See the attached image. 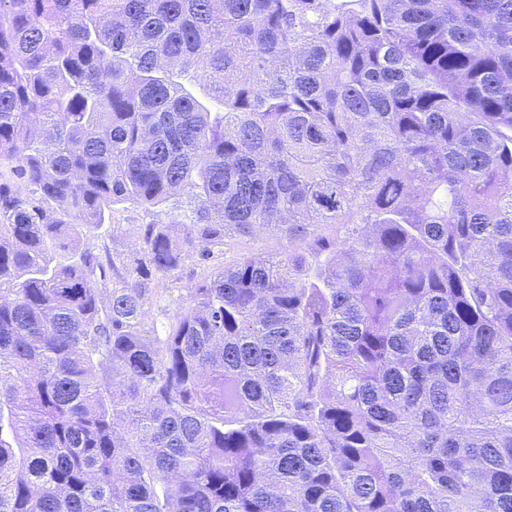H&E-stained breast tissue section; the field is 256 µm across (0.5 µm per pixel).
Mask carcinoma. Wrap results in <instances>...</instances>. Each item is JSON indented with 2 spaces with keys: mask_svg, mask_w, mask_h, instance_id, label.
<instances>
[{
  "mask_svg": "<svg viewBox=\"0 0 512 512\" xmlns=\"http://www.w3.org/2000/svg\"><path fill=\"white\" fill-rule=\"evenodd\" d=\"M0 512H512V0H0ZM153 218L155 217L150 212L138 204L130 202L114 204L112 205L111 216L105 223L116 224V227H119L118 231L115 232L114 243L112 242V226L105 225L99 233V235H102L101 237H97V232H93L87 236L86 240L84 239L85 246L97 250L105 242L111 252L113 248L114 253L126 257L134 252L132 244L138 239L140 225L149 224ZM105 228H107L108 233ZM282 242L267 234L250 238L226 239L225 245L213 249V254L206 261H200L197 257L187 259L174 274L162 277L158 276L151 285L150 321L160 323L167 322L177 310L186 304L188 288L208 280L211 275L224 266L235 263L246 255L255 253H274L281 251Z\"/></svg>",
  "mask_w": 512,
  "mask_h": 512,
  "instance_id": "obj_1",
  "label": "carcinoma"
}]
</instances>
